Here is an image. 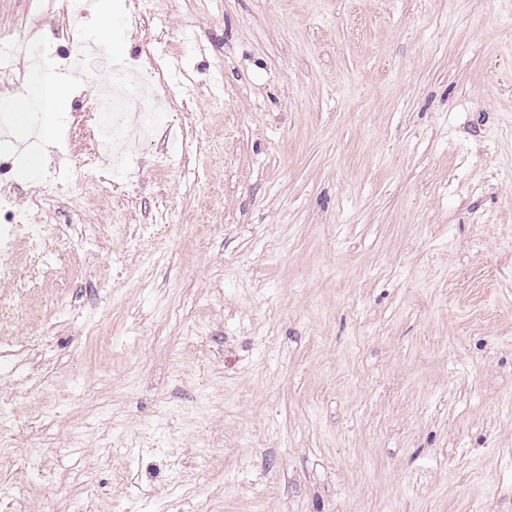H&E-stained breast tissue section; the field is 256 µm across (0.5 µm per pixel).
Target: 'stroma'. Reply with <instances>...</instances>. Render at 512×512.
<instances>
[{
    "label": "stroma",
    "instance_id": "stroma-1",
    "mask_svg": "<svg viewBox=\"0 0 512 512\" xmlns=\"http://www.w3.org/2000/svg\"><path fill=\"white\" fill-rule=\"evenodd\" d=\"M124 3L190 82L9 254L0 512H512V0Z\"/></svg>",
    "mask_w": 512,
    "mask_h": 512
}]
</instances>
